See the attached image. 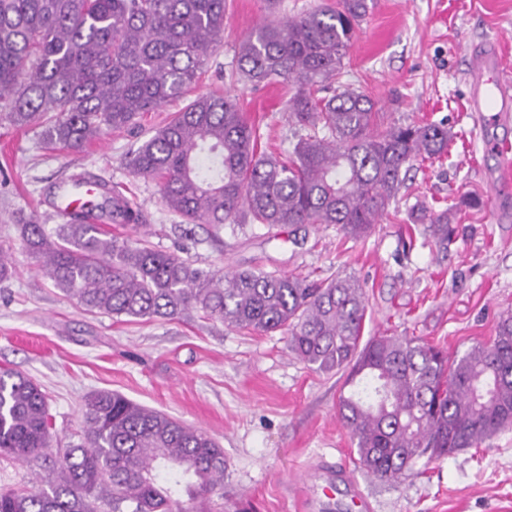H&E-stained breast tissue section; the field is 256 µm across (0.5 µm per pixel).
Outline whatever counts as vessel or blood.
<instances>
[{
    "label": "vessel or blood",
    "instance_id": "vessel-or-blood-1",
    "mask_svg": "<svg viewBox=\"0 0 512 512\" xmlns=\"http://www.w3.org/2000/svg\"><path fill=\"white\" fill-rule=\"evenodd\" d=\"M467 79L471 85L469 107L480 114L483 122L496 121L512 108V80L486 54L473 56Z\"/></svg>",
    "mask_w": 512,
    "mask_h": 512
}]
</instances>
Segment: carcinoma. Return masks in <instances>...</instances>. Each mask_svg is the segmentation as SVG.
Returning <instances> with one entry per match:
<instances>
[{
	"label": "carcinoma",
	"mask_w": 512,
	"mask_h": 512,
	"mask_svg": "<svg viewBox=\"0 0 512 512\" xmlns=\"http://www.w3.org/2000/svg\"><path fill=\"white\" fill-rule=\"evenodd\" d=\"M226 0H0V117L41 128L50 146L79 150L182 96L223 37ZM367 0H336L267 22L239 47L254 86L294 84L292 150H259L246 113L222 96L191 100L130 154L133 174L160 181L162 204L188 224H336L369 235L415 163L448 152L442 123L377 122L375 102L334 88ZM332 91L325 96L321 92ZM91 207L140 226L139 205L99 179ZM413 209L434 247L448 249L460 206ZM20 249L88 313L143 321L193 312L239 329L287 335L307 367L347 374L339 415L362 467L398 479L512 425V312L489 344L449 356L406 336L362 341L367 309L353 276L309 284L263 270L209 272L173 253L114 235L96 217L47 231L21 219ZM0 453L34 467L37 488L0 490V512H206L224 483V449L204 431L99 391L84 405L79 442L55 448L41 388L0 371Z\"/></svg>",
	"instance_id": "cac0c4a2"
}]
</instances>
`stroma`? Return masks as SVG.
Segmentation results:
<instances>
[{"label":"stroma","instance_id":"stroma-1","mask_svg":"<svg viewBox=\"0 0 512 512\" xmlns=\"http://www.w3.org/2000/svg\"><path fill=\"white\" fill-rule=\"evenodd\" d=\"M327 0H227L224 36L198 84L200 95L235 98L263 140L291 150L284 110L290 85L255 87L232 79L242 41L270 18L291 19ZM369 10L344 59L341 84L363 91L386 121H447L448 153L418 164L370 235L353 239L338 225L188 224L161 203L156 180L134 176L127 158L139 142L108 132L80 151L46 148L38 128L0 120V246H12L16 273L0 284V368L22 371L48 395L59 445L82 427L86 397L121 393L207 432L224 450V488L210 512H512V427L476 448L433 459L417 474L381 481L359 463L338 417L342 375L307 368L280 333L257 335L191 314L149 322L85 312L17 249L19 213L58 225L63 191L82 176L132 189L143 225L107 231L176 253L206 270L261 269L310 282L356 277L366 291L364 336H410L449 354L487 343L512 311V189L495 187L504 161L493 141H512V111L494 127L466 109L470 54L489 51L512 74V0H367ZM166 103L144 116L158 128L184 107ZM463 196L447 252H437L409 209L441 210ZM345 469L332 496L310 486L313 473Z\"/></svg>","mask_w":512,"mask_h":512}]
</instances>
